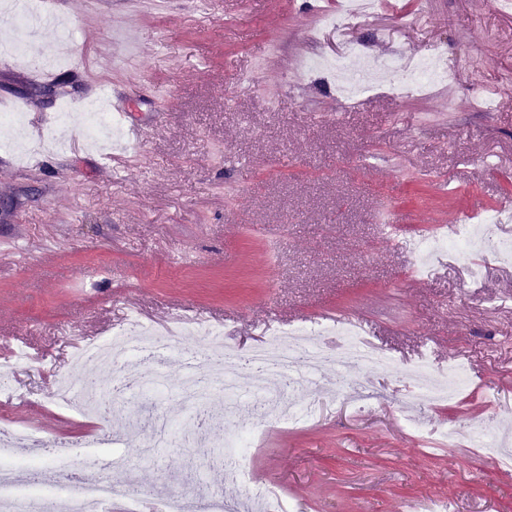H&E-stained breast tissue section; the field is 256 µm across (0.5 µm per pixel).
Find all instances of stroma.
Masks as SVG:
<instances>
[{
    "label": "stroma",
    "instance_id": "35a3bbf8",
    "mask_svg": "<svg viewBox=\"0 0 512 512\" xmlns=\"http://www.w3.org/2000/svg\"><path fill=\"white\" fill-rule=\"evenodd\" d=\"M315 0H56L74 22L71 40L35 29L43 54L71 57L56 82L35 83L26 68L0 67V113L24 117L37 149L25 159L0 152V241L17 250L0 260V342L27 345L0 390V420L43 422L41 435L76 445L82 420L46 409L52 378L70 346L112 333L134 299L147 320L175 307L205 311L229 341L247 347L274 321L296 325L325 309L369 322L395 369L323 365L309 376L314 421L269 423V441L240 468L273 483L297 512H512V466L483 458L467 434L444 426L497 414L512 422V263L482 259L466 284L463 264L445 253L432 272L413 274L409 241L451 235L446 222L470 211L512 212V13L498 0H401L355 22L350 39L369 58L443 47L456 73L400 99L376 88L355 101L327 77L295 78L307 58L337 46L315 24ZM111 56L105 77L94 56ZM121 95L127 118L145 131L127 142L130 165L107 164L79 133L84 105L101 89ZM69 105L73 130L63 151L39 149ZM161 365L170 387L156 410L175 424L189 413L177 384L183 353L202 339L188 326L172 337ZM429 353L435 371L459 362L470 385L453 403L431 405L398 370ZM371 381L372 411L357 415L346 391ZM105 426L121 439L127 465L94 473L75 466L72 485L102 476L140 485L169 476L170 494L244 501L224 450L194 448L185 433L142 457V435L125 405ZM427 425L413 431L415 416Z\"/></svg>",
    "mask_w": 512,
    "mask_h": 512
}]
</instances>
